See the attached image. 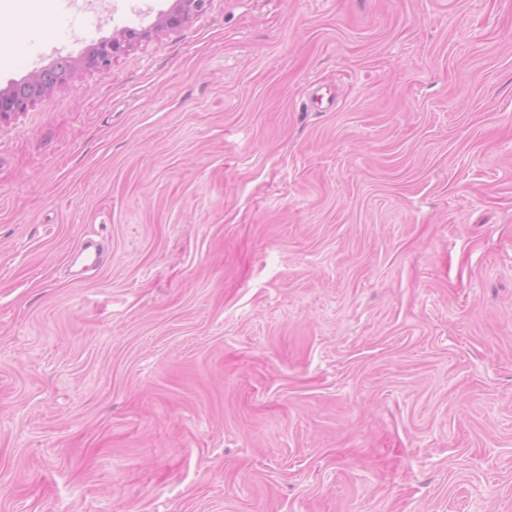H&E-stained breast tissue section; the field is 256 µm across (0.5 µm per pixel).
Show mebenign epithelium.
Segmentation results:
<instances>
[{"label": "benign epithelium", "mask_w": 512, "mask_h": 512, "mask_svg": "<svg viewBox=\"0 0 512 512\" xmlns=\"http://www.w3.org/2000/svg\"><path fill=\"white\" fill-rule=\"evenodd\" d=\"M209 2L210 0H174V4L160 13L150 27L142 30L121 29L112 38L94 46L77 61L87 68H107L117 56L151 39L153 35L183 27L193 17L205 12ZM77 61L70 59L62 68L42 69L30 75L26 81L0 90V121L25 112L35 99L65 83Z\"/></svg>", "instance_id": "1"}]
</instances>
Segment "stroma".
I'll use <instances>...</instances> for the list:
<instances>
[{
  "instance_id": "1",
  "label": "stroma",
  "mask_w": 512,
  "mask_h": 512,
  "mask_svg": "<svg viewBox=\"0 0 512 512\" xmlns=\"http://www.w3.org/2000/svg\"><path fill=\"white\" fill-rule=\"evenodd\" d=\"M171 4L10 0L0 90ZM0 512H512V0H211L1 121Z\"/></svg>"
}]
</instances>
